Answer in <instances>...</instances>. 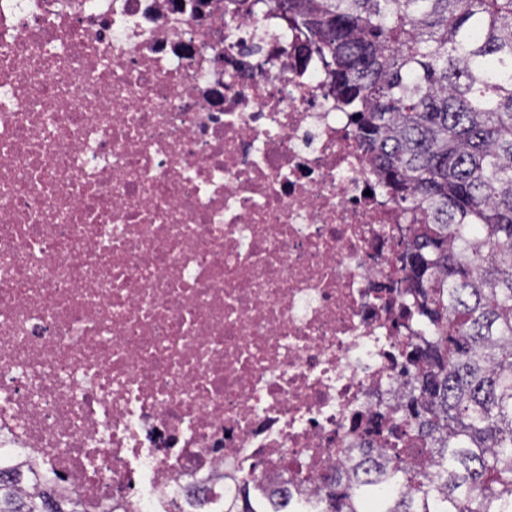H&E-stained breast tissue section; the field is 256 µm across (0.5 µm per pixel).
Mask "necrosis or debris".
Listing matches in <instances>:
<instances>
[{
	"label": "necrosis or debris",
	"mask_w": 512,
	"mask_h": 512,
	"mask_svg": "<svg viewBox=\"0 0 512 512\" xmlns=\"http://www.w3.org/2000/svg\"><path fill=\"white\" fill-rule=\"evenodd\" d=\"M411 213L262 0H0V448L89 512H267L382 447Z\"/></svg>",
	"instance_id": "necrosis-or-debris-1"
}]
</instances>
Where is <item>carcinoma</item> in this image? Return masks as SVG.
Instances as JSON below:
<instances>
[{
	"label": "carcinoma",
	"mask_w": 512,
	"mask_h": 512,
	"mask_svg": "<svg viewBox=\"0 0 512 512\" xmlns=\"http://www.w3.org/2000/svg\"><path fill=\"white\" fill-rule=\"evenodd\" d=\"M413 214L404 271L429 333L380 460L329 512H512V0H278ZM0 512H79L0 467Z\"/></svg>",
	"instance_id": "carcinoma-1"
}]
</instances>
